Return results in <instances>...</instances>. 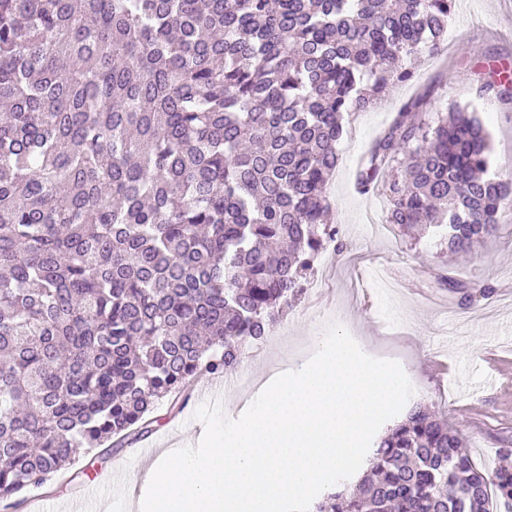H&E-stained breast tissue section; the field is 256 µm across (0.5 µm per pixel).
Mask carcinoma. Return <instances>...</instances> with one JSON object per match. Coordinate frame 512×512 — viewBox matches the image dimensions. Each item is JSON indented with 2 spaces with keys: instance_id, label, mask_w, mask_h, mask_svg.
Masks as SVG:
<instances>
[{
  "instance_id": "obj_1",
  "label": "carcinoma",
  "mask_w": 512,
  "mask_h": 512,
  "mask_svg": "<svg viewBox=\"0 0 512 512\" xmlns=\"http://www.w3.org/2000/svg\"><path fill=\"white\" fill-rule=\"evenodd\" d=\"M456 0H0V499L77 450L152 431L156 404L236 368L325 243L344 115L434 55ZM488 90L512 101V79ZM404 106L357 184L387 223L469 253L512 207L489 134ZM418 404L312 512H512Z\"/></svg>"
}]
</instances>
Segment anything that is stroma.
<instances>
[{"label": "stroma", "mask_w": 512, "mask_h": 512, "mask_svg": "<svg viewBox=\"0 0 512 512\" xmlns=\"http://www.w3.org/2000/svg\"><path fill=\"white\" fill-rule=\"evenodd\" d=\"M509 62L512 0H457L441 52L410 60L412 82L391 85L379 103L347 119L328 190L330 217L347 249L333 265L317 259L304 294L286 309L266 344L246 349L229 374L235 388L221 397L228 417L244 413L250 393L271 369L309 358L313 337L337 322L365 353L398 361L414 387L412 403L445 414L464 433L477 464L495 470L500 449L512 448V211L471 253L451 257L430 236L414 240L395 227L369 233L365 213H384L385 199L360 193L355 175L402 104L419 96L426 99L420 114L425 121H437L455 105L475 109L490 134L493 171L512 172V104L483 88L494 65ZM442 271L494 286L495 293L462 306L458 295L438 288L435 275ZM208 399V393L194 394L175 415L160 402L153 413L158 448L200 436L204 426L193 414ZM137 450L132 444L109 456L84 455L51 480L47 493L55 502L71 498L88 478L116 470L132 478L143 464Z\"/></svg>", "instance_id": "stroma-1"}]
</instances>
